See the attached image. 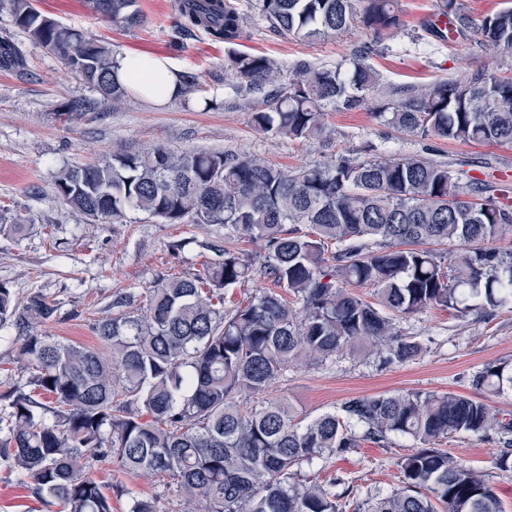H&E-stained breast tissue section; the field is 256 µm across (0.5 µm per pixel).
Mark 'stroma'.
<instances>
[{"label":"stroma","instance_id":"35a3bbf8","mask_svg":"<svg viewBox=\"0 0 512 512\" xmlns=\"http://www.w3.org/2000/svg\"><path fill=\"white\" fill-rule=\"evenodd\" d=\"M246 19L245 35L233 44L216 43L204 31L178 37V0H137L145 22L125 28L91 14L82 0H34L38 9L86 37L104 42L111 52L163 56L180 71L196 76L192 96L154 105L130 95L119 106L78 82L64 62L16 29L9 10L0 9V32L9 31L21 44L24 70L0 67V216L21 218L23 233H0V283L15 298L45 295L56 308L42 334L81 346L98 342L94 326L111 317L117 298L139 314L146 294L163 276H190L218 262L224 244H231L253 265L266 252L220 224H199L185 218L164 224L140 211L123 220L95 221L60 200L58 172L111 157L119 148L162 145L174 151L231 149L290 169L324 165L336 156L384 158L418 155L447 165L459 186L481 180L494 200L512 201V144H466L424 139L393 128L373 113L372 103L346 111L327 109L323 121L329 139H291L255 128L252 117L262 94L242 96L226 71L228 57L250 53L270 58L279 81L288 84L300 61L334 67L347 65L352 49L370 40L360 24L331 40L304 43L273 31L258 10V0H234ZM401 25L386 39L371 63L387 86L420 85L483 69L512 76V52L489 53L470 41L451 37L432 40L426 26L438 20L436 0H399ZM92 102L82 120L68 121L71 101ZM212 107H205V100ZM401 335L419 341L421 355L390 365L377 357L350 358L340 352L318 363L299 362L269 388L286 399L300 424L338 410L349 399L372 395L423 393L471 394V376L486 364L512 362V308L492 314L462 315L431 308L400 317ZM457 461L484 471L504 505L512 512V471L496 468L494 438L457 434L441 443ZM415 449L412 440L394 436L384 444L362 441L359 448L336 457L301 465L302 478L320 483L340 476L353 496L391 491L400 486L398 462ZM91 475L106 484H122L138 497L158 498L164 512H180L177 498L159 479L140 477L117 466H95ZM0 512H61L51 498L39 499L9 467L0 462Z\"/></svg>","mask_w":512,"mask_h":512}]
</instances>
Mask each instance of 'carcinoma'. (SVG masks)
<instances>
[{
    "instance_id": "carcinoma-1",
    "label": "carcinoma",
    "mask_w": 512,
    "mask_h": 512,
    "mask_svg": "<svg viewBox=\"0 0 512 512\" xmlns=\"http://www.w3.org/2000/svg\"><path fill=\"white\" fill-rule=\"evenodd\" d=\"M17 26L113 103L128 96L112 74L111 51L44 14L32 0H9ZM109 22L141 25L136 0H84ZM272 29L310 42L361 23L373 38L350 55V71L295 65L296 78L253 113L255 126L293 139L325 133L327 108L374 100L396 127L422 138L512 143V77L482 69L400 88L381 87L368 59L399 28L398 0H259ZM451 31L478 35L489 50H512V7L475 24L458 0H438ZM178 31L202 29L214 40L243 36L232 0H179ZM0 65L23 69L24 52L0 35ZM227 69L244 95L277 81L269 59L239 53ZM475 182L463 193L448 166L401 156L353 159L295 170L224 152L179 154L164 146L62 170L56 192L94 219L127 209L165 224L189 214L264 242L259 268L230 246L221 262L192 277H167L148 290L141 313H116L95 326L98 346L38 334L57 308L45 295L18 306L0 285V326L20 341L13 360L30 370L27 392L11 387L8 435L0 459L62 512H112L122 485H103L87 464H117L132 474L172 480L186 512H504L486 475L439 447L461 433L498 436L495 465L512 470V417L454 393L357 397L340 411L300 425L290 405L264 393L300 359L322 361L365 350L383 363L418 356L419 342L397 334L395 320L428 308L484 313L512 306V251L488 243L512 232V207ZM335 246L326 255L328 245ZM453 246L448 252L437 247ZM258 273L273 288L224 310L223 290ZM371 285L375 302L349 291ZM477 392L512 391V366L488 363L471 380ZM262 395L253 405L242 394ZM411 439L419 449L400 461L402 486L343 504L327 484L299 479L298 468L341 455L360 441Z\"/></svg>"
}]
</instances>
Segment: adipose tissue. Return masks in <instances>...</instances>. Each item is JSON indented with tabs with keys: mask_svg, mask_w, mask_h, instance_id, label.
<instances>
[{
	"mask_svg": "<svg viewBox=\"0 0 512 512\" xmlns=\"http://www.w3.org/2000/svg\"><path fill=\"white\" fill-rule=\"evenodd\" d=\"M115 78L128 90L152 104H163L180 95L178 71L168 59L118 53L112 57Z\"/></svg>",
	"mask_w": 512,
	"mask_h": 512,
	"instance_id": "adipose-tissue-1",
	"label": "adipose tissue"
}]
</instances>
